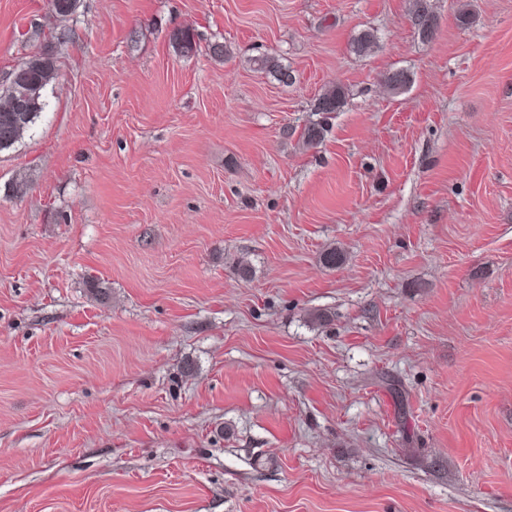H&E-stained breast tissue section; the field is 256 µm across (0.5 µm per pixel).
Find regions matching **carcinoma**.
Returning a JSON list of instances; mask_svg holds the SVG:
<instances>
[{
  "mask_svg": "<svg viewBox=\"0 0 512 512\" xmlns=\"http://www.w3.org/2000/svg\"><path fill=\"white\" fill-rule=\"evenodd\" d=\"M79 3L80 0H50V7L55 17L61 20H68L76 14ZM432 15H434V12L430 7L429 0H413L409 21L423 39H430L434 36L435 30L420 28L422 20ZM169 40L184 56L193 55L197 51L194 33L188 27L173 29L170 32ZM28 65L33 66V69L30 76L27 77L26 86L23 87L26 111L8 112L0 108V151L13 147L36 124L46 105V89L57 76L55 58L49 48L20 63L22 67ZM261 68L284 85H288L293 81L288 69L282 67L273 57H263L261 59ZM384 82L391 91L398 93L408 86L410 76L404 70H396L386 74ZM344 103L345 92L336 85L319 95L314 111L339 112L343 108Z\"/></svg>",
  "mask_w": 512,
  "mask_h": 512,
  "instance_id": "cac0c4a2",
  "label": "carcinoma"
}]
</instances>
